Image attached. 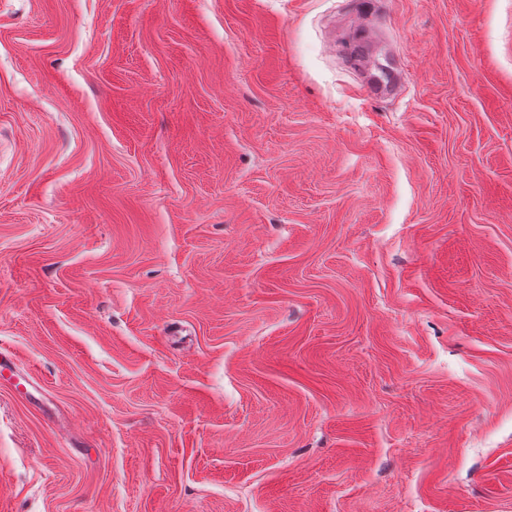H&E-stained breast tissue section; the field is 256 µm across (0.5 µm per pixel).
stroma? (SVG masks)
Listing matches in <instances>:
<instances>
[{"label":"stroma","mask_w":512,"mask_h":512,"mask_svg":"<svg viewBox=\"0 0 512 512\" xmlns=\"http://www.w3.org/2000/svg\"><path fill=\"white\" fill-rule=\"evenodd\" d=\"M0 349V512H512V0H0Z\"/></svg>","instance_id":"stroma-1"}]
</instances>
